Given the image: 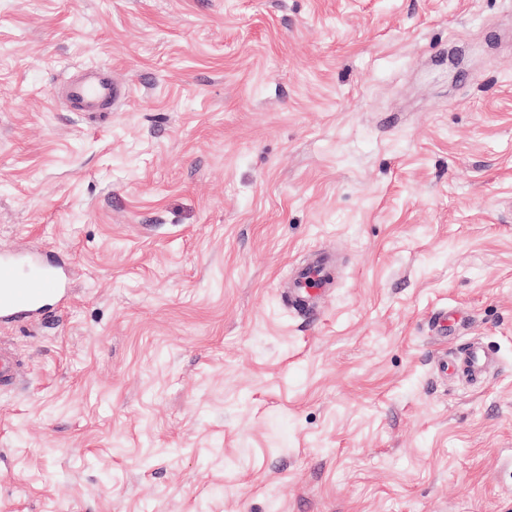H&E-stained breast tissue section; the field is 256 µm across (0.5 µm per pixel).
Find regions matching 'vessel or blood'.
Segmentation results:
<instances>
[{
  "label": "vessel or blood",
  "mask_w": 512,
  "mask_h": 512,
  "mask_svg": "<svg viewBox=\"0 0 512 512\" xmlns=\"http://www.w3.org/2000/svg\"><path fill=\"white\" fill-rule=\"evenodd\" d=\"M66 101L72 111L107 108L119 90L110 75L96 67L85 68L77 79L65 82ZM334 280L332 258L316 253L299 266L284 300L298 315L312 320L318 315L317 300ZM65 290L57 265L50 260L25 263L0 254V322L36 318L60 307ZM494 364L479 344L457 348L439 363L473 384L484 383ZM21 378V361L15 348L0 340V391L15 387Z\"/></svg>",
  "instance_id": "b4317fda"
}]
</instances>
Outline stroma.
I'll use <instances>...</instances> for the list:
<instances>
[{"instance_id":"obj_1","label":"stroma","mask_w":512,"mask_h":512,"mask_svg":"<svg viewBox=\"0 0 512 512\" xmlns=\"http://www.w3.org/2000/svg\"><path fill=\"white\" fill-rule=\"evenodd\" d=\"M512 0H0V512H512ZM95 65L126 94L70 111ZM336 262L317 322L284 287ZM439 307L465 316L434 339ZM496 367L439 374L457 342ZM61 272L50 260L24 263L0 254V322L36 318L64 301ZM21 378V361L15 348L0 338V391L15 387Z\"/></svg>"}]
</instances>
